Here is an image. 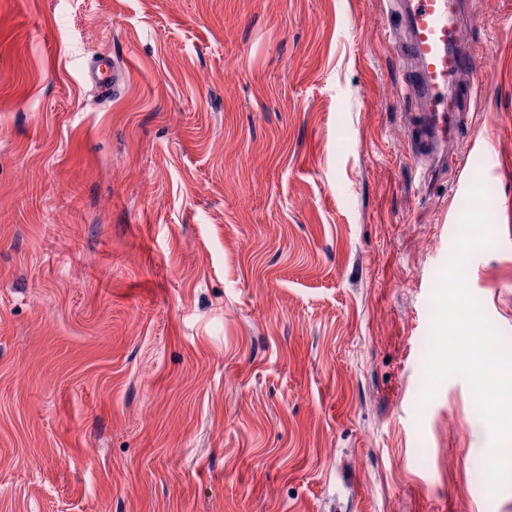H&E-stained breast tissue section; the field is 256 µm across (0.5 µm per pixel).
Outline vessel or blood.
<instances>
[{"mask_svg":"<svg viewBox=\"0 0 512 512\" xmlns=\"http://www.w3.org/2000/svg\"><path fill=\"white\" fill-rule=\"evenodd\" d=\"M403 49L417 64L411 94L422 103L411 117L408 139L413 153L426 165H437L450 154L459 119L453 82L475 74L483 62L467 43L469 32L460 21L462 0H392ZM87 77L103 95H110L119 78L116 64L101 55Z\"/></svg>","mask_w":512,"mask_h":512,"instance_id":"b4317fda","label":"vessel or blood"}]
</instances>
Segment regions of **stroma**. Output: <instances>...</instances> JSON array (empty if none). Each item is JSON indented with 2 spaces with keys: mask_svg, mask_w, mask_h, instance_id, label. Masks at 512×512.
<instances>
[{
  "mask_svg": "<svg viewBox=\"0 0 512 512\" xmlns=\"http://www.w3.org/2000/svg\"><path fill=\"white\" fill-rule=\"evenodd\" d=\"M470 12L423 188L386 0H0V512H512L467 382L423 397L478 181L512 339V0ZM91 59L97 65L88 71V80L96 86L101 94L108 96L112 93V87L115 86L119 78L118 68L115 62L111 63L104 56L94 54Z\"/></svg>",
  "mask_w": 512,
  "mask_h": 512,
  "instance_id": "obj_1",
  "label": "stroma"
}]
</instances>
